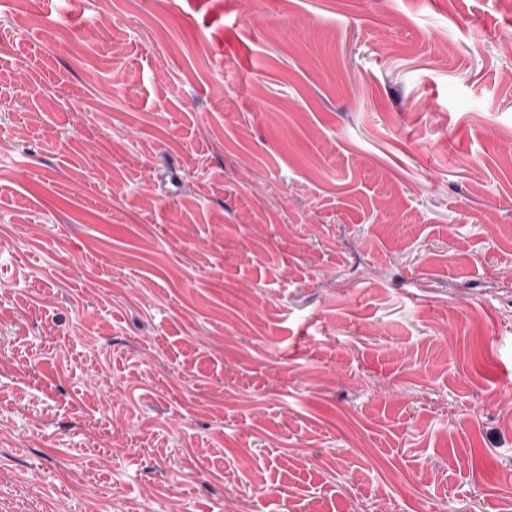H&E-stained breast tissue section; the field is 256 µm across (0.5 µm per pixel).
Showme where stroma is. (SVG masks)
Returning a JSON list of instances; mask_svg holds the SVG:
<instances>
[{
	"label": "stroma",
	"mask_w": 512,
	"mask_h": 512,
	"mask_svg": "<svg viewBox=\"0 0 512 512\" xmlns=\"http://www.w3.org/2000/svg\"><path fill=\"white\" fill-rule=\"evenodd\" d=\"M512 512V0H0V512Z\"/></svg>",
	"instance_id": "obj_1"
}]
</instances>
